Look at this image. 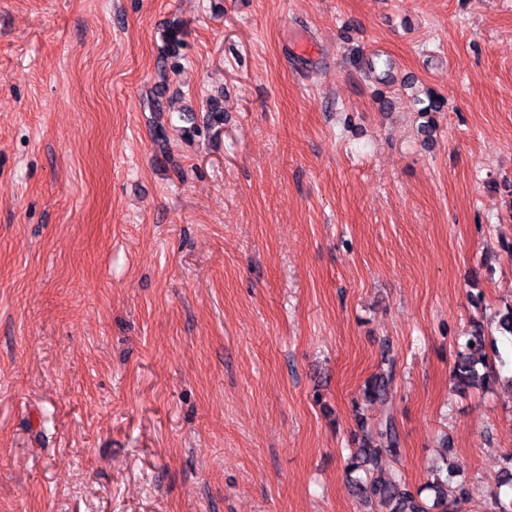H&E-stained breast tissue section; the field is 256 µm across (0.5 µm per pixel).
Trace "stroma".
<instances>
[{"instance_id": "obj_1", "label": "stroma", "mask_w": 512, "mask_h": 512, "mask_svg": "<svg viewBox=\"0 0 512 512\" xmlns=\"http://www.w3.org/2000/svg\"><path fill=\"white\" fill-rule=\"evenodd\" d=\"M509 243L512 0H0V512H364L389 412L492 512L512 395L450 376ZM387 370L371 377L365 385V399L369 405L376 402L384 403L389 399L393 380V362L389 363Z\"/></svg>"}]
</instances>
